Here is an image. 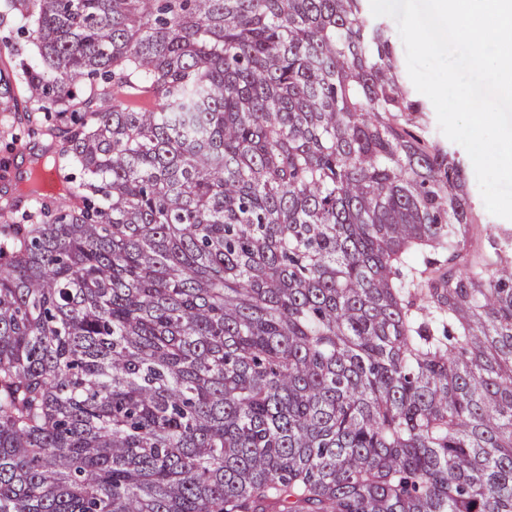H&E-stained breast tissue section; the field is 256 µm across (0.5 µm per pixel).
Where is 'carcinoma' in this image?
Instances as JSON below:
<instances>
[{"instance_id":"obj_1","label":"carcinoma","mask_w":512,"mask_h":512,"mask_svg":"<svg viewBox=\"0 0 512 512\" xmlns=\"http://www.w3.org/2000/svg\"><path fill=\"white\" fill-rule=\"evenodd\" d=\"M0 13L112 95L0 225V512H512V241L365 0ZM366 8L368 13L376 20V21H382L384 22L389 29V32L391 34V37L396 44V46L399 49L400 52V58H401V67H402V76L405 81V83L408 85V87L411 89L414 96L418 99H420L426 107V112L422 115V125L423 129L426 131L427 135L429 136L431 142L439 144L441 146H445L448 148V150L455 151L457 153V156L461 157V159L464 160L466 166H467V178L469 181V191H470V197H471V205L474 214L477 216V224L480 228H491L493 232L498 233H504L507 232L509 234H512V220L503 219L497 216H494L490 214L483 202V199L481 197L478 183L476 180L474 168L472 165V162L465 151V149L460 146L459 144H456L452 141H450L440 130L436 112L434 109L433 104L431 101L423 94L418 92L413 85L408 72H407V66H406V58H405V50L403 43L400 39L398 29L396 22L389 17H374L370 10V3L369 0H367Z\"/></svg>"}]
</instances>
